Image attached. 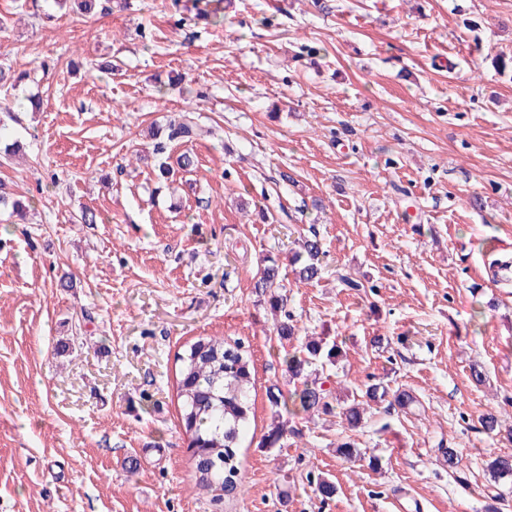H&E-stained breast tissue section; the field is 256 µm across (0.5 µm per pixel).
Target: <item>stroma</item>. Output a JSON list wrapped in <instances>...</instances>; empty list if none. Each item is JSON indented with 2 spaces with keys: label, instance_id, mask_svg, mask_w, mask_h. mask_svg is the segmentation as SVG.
Segmentation results:
<instances>
[{
  "label": "stroma",
  "instance_id": "35a3bbf8",
  "mask_svg": "<svg viewBox=\"0 0 512 512\" xmlns=\"http://www.w3.org/2000/svg\"><path fill=\"white\" fill-rule=\"evenodd\" d=\"M1 64L30 73L0 88L24 145L0 181L31 207L0 211V512H512L486 468L512 439L478 423L512 426V284L484 273L512 245V0H0ZM184 111L206 134L169 151L197 164L161 185L149 131ZM311 229L322 273L303 285L287 260ZM268 254L299 334L344 342L336 394L417 398L367 412L361 457L336 455L334 418L262 445L293 347L254 288ZM201 336L244 340L256 370L242 486L218 507L175 386Z\"/></svg>",
  "mask_w": 512,
  "mask_h": 512
}]
</instances>
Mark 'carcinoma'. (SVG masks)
I'll list each match as a JSON object with an SVG mask.
<instances>
[{"instance_id": "cac0c4a2", "label": "carcinoma", "mask_w": 512, "mask_h": 512, "mask_svg": "<svg viewBox=\"0 0 512 512\" xmlns=\"http://www.w3.org/2000/svg\"><path fill=\"white\" fill-rule=\"evenodd\" d=\"M166 137L155 142L154 151L164 154L167 144L174 141L192 142L203 136V130L187 114L168 122ZM196 166V156L190 151L179 154L174 162L165 159L158 165L157 177L169 179L178 168L189 171ZM10 209V215L22 221L26 204L11 196L7 186L0 183V209ZM324 255L316 232L303 236L301 251L292 259L297 265L295 279L310 284L321 277V256ZM259 293L267 297L274 313L283 315L275 324L276 333L283 339L296 335V326L286 310L287 295L281 278L279 258L266 256L261 260L260 276L254 284ZM342 347L324 341L322 337L307 336L301 349L288 355L285 371L288 381L301 382V387L281 401L282 394L269 390V399L275 407H285L288 415L310 422L320 416L340 419L344 431L358 428L364 412L373 404L388 402V407L404 409L415 402L413 393L403 387L394 391L381 384H372L351 403L337 398L330 384L327 368L336 365ZM180 363L177 378V396L181 402L180 418L187 437V450L194 463L195 484L210 495L215 506H220L224 496L240 487L237 448L240 435L252 415L250 389L252 364L248 346L240 340L228 342L220 336L200 337L176 356ZM299 432L287 427L281 412H276L264 436V446H282L285 433ZM493 477L512 481V454H492L488 462Z\"/></svg>"}]
</instances>
